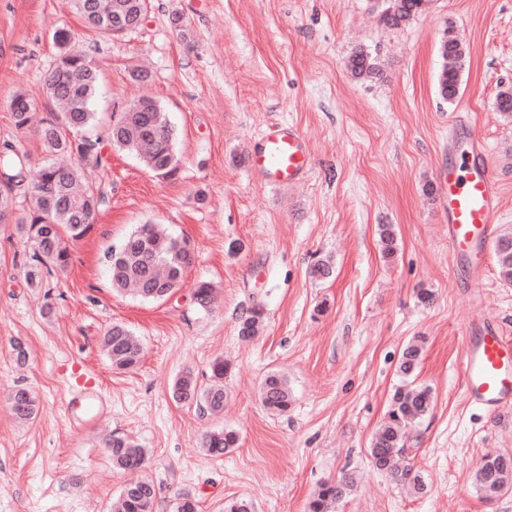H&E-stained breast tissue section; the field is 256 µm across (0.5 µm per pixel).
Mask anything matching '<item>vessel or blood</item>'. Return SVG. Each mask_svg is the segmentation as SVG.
Returning <instances> with one entry per match:
<instances>
[{
  "label": "vessel or blood",
  "instance_id": "obj_1",
  "mask_svg": "<svg viewBox=\"0 0 512 512\" xmlns=\"http://www.w3.org/2000/svg\"><path fill=\"white\" fill-rule=\"evenodd\" d=\"M479 140L458 145V164L449 166L444 207L448 214V245L468 275L480 278L485 269L484 244L500 207L493 176L479 157ZM253 170L273 184L299 181L309 166L303 135L294 127H266L251 153ZM463 389L470 404L496 410L512 404V339L488 324L473 326L462 358Z\"/></svg>",
  "mask_w": 512,
  "mask_h": 512
}]
</instances>
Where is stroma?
<instances>
[{"mask_svg": "<svg viewBox=\"0 0 512 512\" xmlns=\"http://www.w3.org/2000/svg\"><path fill=\"white\" fill-rule=\"evenodd\" d=\"M63 28L100 69L102 125L152 97L174 129L180 168L156 178L103 141L107 165L86 176L107 187L109 201L44 289L25 282L26 237L0 224V512H112L127 480L105 446L115 435L145 449L140 475L158 489L155 512H176L184 493L198 512H224L235 498L253 512H307L318 485L345 474L356 486L337 512H512V485L488 502L474 482L484 454H512V407L471 406L460 373L474 316L512 338V283L492 252L482 279L458 273L441 204L451 142L479 139L501 196L493 234L512 236V114L495 106L512 86V0H429L399 27L383 23L370 0H149L142 23L120 38L87 29L73 0H0V145L27 151L35 170L52 35ZM449 30L469 51L453 106L438 93ZM361 48L376 56L378 75L348 71ZM136 67L148 70L146 82L131 78ZM20 91L38 116L22 133L10 109ZM273 122L307 143L309 170L290 187L265 183L249 164ZM148 221L189 239L195 256L161 302L114 293L103 260L107 246ZM321 260L330 274L312 276ZM201 281L222 307L196 304ZM423 289L431 301H420ZM256 304L263 328L241 339L240 319ZM115 323L141 341L135 371L113 370L100 350ZM411 343L422 347L416 381L434 396L403 456L427 485L420 495L368 455ZM217 359L230 365L220 416L172 401L181 371L204 383ZM76 369L97 380L79 406ZM270 369L290 382L288 414L260 402ZM19 387L38 399L25 423L9 399ZM218 427L240 435L221 458L201 445Z\"/></svg>", "mask_w": 512, "mask_h": 512, "instance_id": "stroma-1", "label": "stroma"}]
</instances>
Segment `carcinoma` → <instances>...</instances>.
Instances as JSON below:
<instances>
[{
    "label": "carcinoma",
    "mask_w": 512,
    "mask_h": 512,
    "mask_svg": "<svg viewBox=\"0 0 512 512\" xmlns=\"http://www.w3.org/2000/svg\"><path fill=\"white\" fill-rule=\"evenodd\" d=\"M382 21L392 27L408 23L422 12L428 0H381ZM76 12L86 24L98 31L112 34V19L134 20L138 4L133 0H74ZM73 35L62 29L53 36L57 47L55 67L45 79L48 102L55 106L54 119L43 128L41 138L49 156L70 153L88 165H104L97 150L101 140L98 118L91 104L98 89V74L87 56L71 46ZM441 56L450 60L442 69L438 88L442 99L453 105L461 89V77L467 64L466 46L460 40L443 41ZM348 70L357 78L377 74L375 58L359 49L348 60ZM33 103L22 94L11 102L15 125L27 126ZM108 138L122 150L136 155L158 178H169L177 171L173 141L169 134L165 112L150 98H142L120 113L116 128L108 130ZM30 157L27 152L7 144L0 152V212L13 214V193L24 191L33 202L30 213L15 220L18 228L27 231L32 254L25 273L30 286H38L52 272L66 267L70 252L68 243L82 238L91 228L96 215L107 204L108 194L101 187L82 182L78 169L57 165L49 159L36 177L28 178ZM502 277L512 282V237L503 236L495 245ZM112 288L146 300H162L171 296L192 264L193 255L186 239L173 236L160 224H139L119 248L105 253ZM264 312L252 308L243 319L239 333L243 339L253 338L263 325ZM101 347L112 362V368L130 371L138 367L141 346L130 330L114 324L101 336ZM421 346L410 344L401 354L399 372L411 377L421 360ZM229 366L222 360L211 365L210 383L198 385L193 375L185 372L176 377L172 398L194 405L210 414L223 411L227 391L224 377ZM261 404L268 411L286 414L292 406L288 378L276 370L264 374L260 382ZM434 405L428 386L402 385L395 389L381 427L373 436L370 456L375 467L394 481L420 493L425 489L422 477L398 459L406 450L411 428ZM11 408L19 420H28L36 413V401L26 389L11 396ZM239 441L233 430L219 429L204 436L203 447L213 457L232 451ZM112 465L124 472L140 470L145 463L142 449L127 439L113 437L107 442ZM512 478V455L490 452L485 454L475 470L479 493L486 501L497 498ZM354 486L343 476L321 483L308 503V512H336V505ZM157 499L155 485L146 480L126 483L115 503L117 512H154Z\"/></svg>",
    "instance_id": "carcinoma-1"
}]
</instances>
